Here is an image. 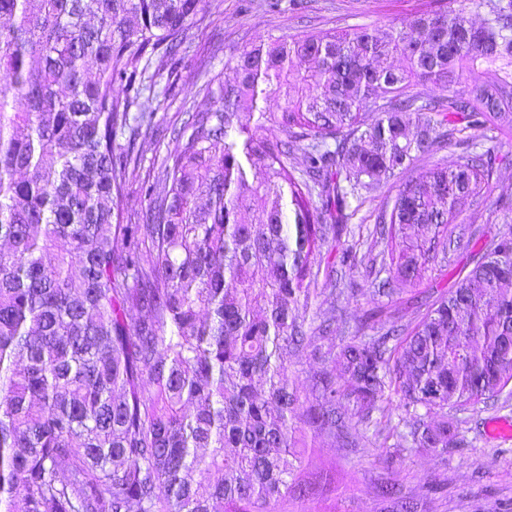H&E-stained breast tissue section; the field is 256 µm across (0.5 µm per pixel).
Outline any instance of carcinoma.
I'll use <instances>...</instances> for the list:
<instances>
[{"instance_id": "1", "label": "carcinoma", "mask_w": 512, "mask_h": 512, "mask_svg": "<svg viewBox=\"0 0 512 512\" xmlns=\"http://www.w3.org/2000/svg\"><path fill=\"white\" fill-rule=\"evenodd\" d=\"M207 3L0 0L3 512H288L315 494L306 431L347 448L352 423L373 421L398 451L441 457L454 440L433 414L512 383V230L412 325L383 305L378 335L325 350L335 329L306 318L351 201L399 183L373 233L389 299L487 197L478 145L512 131V0H430L384 30L243 47L237 80L207 81L210 107L173 131L148 222L122 224L131 100L114 85L140 96L141 63L177 55ZM449 144L455 159L403 179ZM304 351L330 367L308 404L288 381ZM382 496L415 512L396 480Z\"/></svg>"}]
</instances>
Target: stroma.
Masks as SVG:
<instances>
[{
  "instance_id": "obj_1",
  "label": "stroma",
  "mask_w": 512,
  "mask_h": 512,
  "mask_svg": "<svg viewBox=\"0 0 512 512\" xmlns=\"http://www.w3.org/2000/svg\"><path fill=\"white\" fill-rule=\"evenodd\" d=\"M422 6L423 0H303L295 8L274 11L268 0H210L187 31L179 57L155 58L149 64L146 74L152 88L134 100L129 114L153 113L151 129L135 133L127 127L118 136L121 149L132 158L122 198L124 223H144L150 208L144 188L156 181L173 148L172 130L180 126L188 108L209 107L203 92L209 78L218 75L235 81L231 58L237 50L301 31H343L357 25L384 28ZM490 148L491 197L461 208L455 225L463 244L449 254L447 267L427 272L416 287L393 296L391 305L402 322L414 321L421 291L441 283L455 287L475 251L512 226V136L498 135ZM396 192V186L389 184L368 194L332 244L337 252L353 250L356 266L337 267L334 281H322L321 293L311 299L308 321H325L336 329L325 346L373 333L366 322L379 304L370 290L378 271L370 251L372 231L384 201ZM351 283L357 286L352 293L347 290ZM437 416L459 424L457 444L444 459L413 452L387 462L381 439L366 424L353 429L350 448L337 447L324 436L309 437L307 477L317 494L301 512H389L390 503L381 497L380 488L393 479L415 499L416 512H505L512 505V440L492 439L487 426L496 419L512 420V393L503 392L494 402L463 411L443 409Z\"/></svg>"
}]
</instances>
